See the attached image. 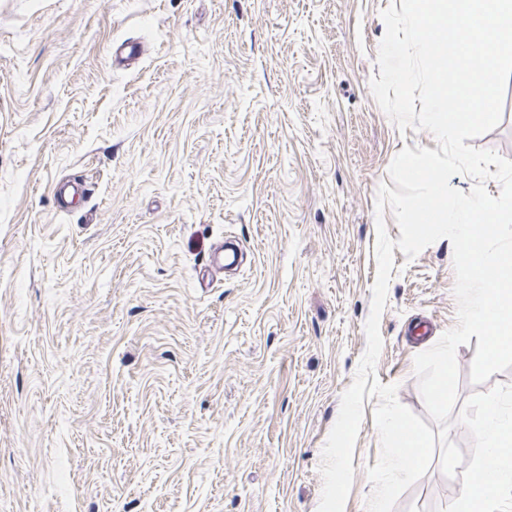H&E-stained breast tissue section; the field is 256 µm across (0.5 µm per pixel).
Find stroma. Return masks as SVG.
<instances>
[{
    "label": "stroma",
    "instance_id": "35a3bbf8",
    "mask_svg": "<svg viewBox=\"0 0 512 512\" xmlns=\"http://www.w3.org/2000/svg\"><path fill=\"white\" fill-rule=\"evenodd\" d=\"M390 3L0 0V512H318L378 188L403 147H437L370 90ZM127 39L146 51L114 68ZM469 144L512 160V82ZM227 239L242 264L200 287ZM393 256L376 376L423 417L414 358L457 323L453 248ZM476 349L456 351L463 464L433 457L394 512H448L488 396L512 407V368L471 381ZM377 403L344 512H367Z\"/></svg>",
    "mask_w": 512,
    "mask_h": 512
}]
</instances>
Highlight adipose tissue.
<instances>
[{
  "instance_id": "adipose-tissue-1",
  "label": "adipose tissue",
  "mask_w": 512,
  "mask_h": 512,
  "mask_svg": "<svg viewBox=\"0 0 512 512\" xmlns=\"http://www.w3.org/2000/svg\"><path fill=\"white\" fill-rule=\"evenodd\" d=\"M476 466L451 512H497L512 489V417L489 409L476 432Z\"/></svg>"
}]
</instances>
